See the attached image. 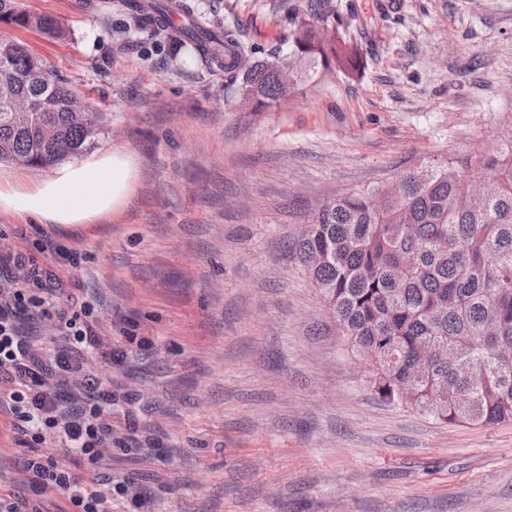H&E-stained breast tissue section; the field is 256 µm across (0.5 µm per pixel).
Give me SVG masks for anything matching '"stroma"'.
Listing matches in <instances>:
<instances>
[{
    "mask_svg": "<svg viewBox=\"0 0 512 512\" xmlns=\"http://www.w3.org/2000/svg\"><path fill=\"white\" fill-rule=\"evenodd\" d=\"M17 0L59 18L56 42L0 22L103 113L92 155L129 154L131 196L92 224L0 211V251L58 267L112 357V512H512V423L448 424L379 399L321 294L287 251L327 198L419 164L477 157L512 124V0L352 6L369 64L300 82L281 107L226 102L224 73L167 55L122 0ZM277 0H196L269 56ZM64 455L0 431V489L35 494L23 462Z\"/></svg>",
    "mask_w": 512,
    "mask_h": 512,
    "instance_id": "obj_1",
    "label": "stroma"
}]
</instances>
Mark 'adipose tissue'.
<instances>
[{"label": "adipose tissue", "instance_id": "adipose-tissue-1", "mask_svg": "<svg viewBox=\"0 0 512 512\" xmlns=\"http://www.w3.org/2000/svg\"><path fill=\"white\" fill-rule=\"evenodd\" d=\"M133 179L131 162L116 152L58 167L32 190L0 189V208L58 224H89L125 206Z\"/></svg>", "mask_w": 512, "mask_h": 512}]
</instances>
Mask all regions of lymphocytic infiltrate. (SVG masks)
Listing matches in <instances>:
<instances>
[{"label":"lymphocytic infiltrate","instance_id":"lymphocytic-infiltrate-1","mask_svg":"<svg viewBox=\"0 0 512 512\" xmlns=\"http://www.w3.org/2000/svg\"><path fill=\"white\" fill-rule=\"evenodd\" d=\"M0 414L11 430L40 442H55L75 451L88 464L76 473L71 462L36 454L25 466L40 491L66 493L73 512H112V482L94 467L112 447V389L88 370L94 358L111 353L94 324L88 305L60 307L53 299L62 284L56 269L38 264L24 253H0ZM56 322L60 341L45 347L41 337L28 334L23 319ZM69 385V402L57 388Z\"/></svg>","mask_w":512,"mask_h":512}]
</instances>
